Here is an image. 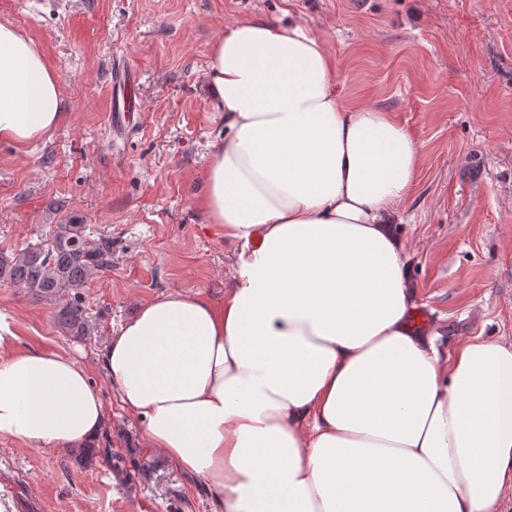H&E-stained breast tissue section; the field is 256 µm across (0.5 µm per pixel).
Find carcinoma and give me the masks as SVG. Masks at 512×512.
<instances>
[{
  "mask_svg": "<svg viewBox=\"0 0 512 512\" xmlns=\"http://www.w3.org/2000/svg\"><path fill=\"white\" fill-rule=\"evenodd\" d=\"M111 268L112 239L90 238L85 224H59L50 245L37 243L13 257L0 255V281L22 286L41 300L71 292V300L57 313L59 325L70 336L91 335L80 290L91 274Z\"/></svg>",
  "mask_w": 512,
  "mask_h": 512,
  "instance_id": "1",
  "label": "carcinoma"
}]
</instances>
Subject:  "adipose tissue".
Segmentation results:
<instances>
[{
    "label": "adipose tissue",
    "mask_w": 512,
    "mask_h": 512,
    "mask_svg": "<svg viewBox=\"0 0 512 512\" xmlns=\"http://www.w3.org/2000/svg\"><path fill=\"white\" fill-rule=\"evenodd\" d=\"M207 73L224 144L199 204L238 249L222 302L171 292L101 358L143 437L221 512H498L512 488V344L444 354L412 324L404 245L385 229L421 148L390 114L349 107L322 41L297 24L227 26ZM64 116L57 74L0 22V141ZM104 406L85 366L0 356V435L86 450Z\"/></svg>",
    "instance_id": "obj_1"
}]
</instances>
